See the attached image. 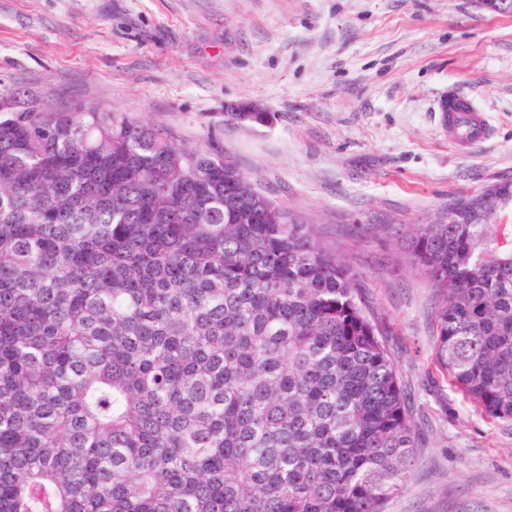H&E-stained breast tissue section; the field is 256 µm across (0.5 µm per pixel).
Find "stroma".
I'll return each mask as SVG.
<instances>
[{"label":"stroma","mask_w":512,"mask_h":512,"mask_svg":"<svg viewBox=\"0 0 512 512\" xmlns=\"http://www.w3.org/2000/svg\"><path fill=\"white\" fill-rule=\"evenodd\" d=\"M0 81L219 152L311 225L350 263L409 402L416 463L387 512H512V421L437 371L441 299L404 250L458 195L512 181V14L474 0H0ZM451 86L493 129L465 154L434 110ZM250 102L271 123L226 121Z\"/></svg>","instance_id":"35a3bbf8"}]
</instances>
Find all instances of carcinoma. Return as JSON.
<instances>
[{"label":"carcinoma","mask_w":512,"mask_h":512,"mask_svg":"<svg viewBox=\"0 0 512 512\" xmlns=\"http://www.w3.org/2000/svg\"><path fill=\"white\" fill-rule=\"evenodd\" d=\"M510 198L458 197L406 245L441 297L437 367L502 421ZM415 450L398 366L309 225L162 127L0 84V512H386Z\"/></svg>","instance_id":"carcinoma-1"}]
</instances>
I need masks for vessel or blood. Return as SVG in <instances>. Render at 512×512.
I'll use <instances>...</instances> for the list:
<instances>
[{
    "instance_id": "obj_1",
    "label": "vessel or blood",
    "mask_w": 512,
    "mask_h": 512,
    "mask_svg": "<svg viewBox=\"0 0 512 512\" xmlns=\"http://www.w3.org/2000/svg\"><path fill=\"white\" fill-rule=\"evenodd\" d=\"M439 123L448 133L449 142L469 149L483 142L491 134V125L485 113L479 112L469 99L456 90H448L437 103Z\"/></svg>"
}]
</instances>
